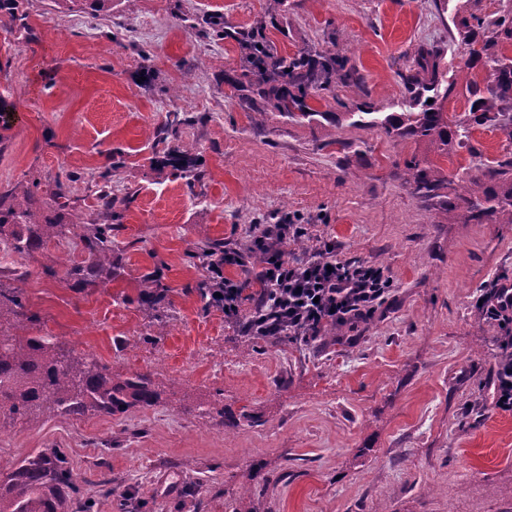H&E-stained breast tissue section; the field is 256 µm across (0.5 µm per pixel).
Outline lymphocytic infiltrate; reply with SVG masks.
Returning a JSON list of instances; mask_svg holds the SVG:
<instances>
[{"mask_svg": "<svg viewBox=\"0 0 512 512\" xmlns=\"http://www.w3.org/2000/svg\"><path fill=\"white\" fill-rule=\"evenodd\" d=\"M289 231L299 235L303 227L281 224L256 233L254 243L264 253L265 261L257 274L260 288L252 296H245L241 285L224 275L227 267H247L243 253L225 252L206 267L208 278L221 285L214 305L225 315H237L244 299H252L254 314L244 326L247 335L275 336L285 329L314 340L327 324H357L390 291L391 276L370 266L355 267L338 261L329 245L310 258H285L277 241Z\"/></svg>", "mask_w": 512, "mask_h": 512, "instance_id": "obj_1", "label": "lymphocytic infiltrate"}]
</instances>
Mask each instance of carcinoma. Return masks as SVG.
I'll list each match as a JSON object with an SVG mask.
<instances>
[{
  "label": "carcinoma",
  "mask_w": 512,
  "mask_h": 512,
  "mask_svg": "<svg viewBox=\"0 0 512 512\" xmlns=\"http://www.w3.org/2000/svg\"><path fill=\"white\" fill-rule=\"evenodd\" d=\"M21 0H0V29L24 26ZM461 43L466 46L457 74L481 68L486 84L466 80L470 108L458 120L448 118L444 103L454 92L457 78L443 80L440 56L421 50L413 73L405 78L411 111L379 116L371 105L346 113L355 127L378 126L389 136L424 143L438 156L467 149L475 130L491 126L512 146V8L489 19L475 13L458 21ZM253 71L245 75L259 103L270 105L296 121L312 119L317 111L306 99L327 90L331 79L354 80L350 59L336 53L299 54L292 57L272 53L262 37L247 38ZM433 103H428V100ZM164 163L174 175L192 187L202 178L189 150L167 155ZM485 182L462 185L448 193V179L428 156L406 162L405 182L425 200H438L448 223L512 224V158L485 164ZM98 209L82 224L78 237L85 253L83 262L71 265L66 275L79 284H90L101 275L112 277V221L121 214L114 210L112 169L97 175ZM77 206L68 191L57 185L41 190L40 184L21 191L0 193V241L18 255H29L73 229L50 220L38 221L47 209L65 211ZM143 299L154 306L165 298L159 275L143 279ZM23 308L18 289L0 287V415L36 420L44 414L60 417L121 415L134 407H151L160 399L151 377L140 372L122 373L96 359L61 349L51 336L19 338L1 330L4 321ZM79 491L66 453L60 448L39 452L17 463L0 462V512H70L72 497Z\"/></svg>",
  "instance_id": "cac0c4a2"
}]
</instances>
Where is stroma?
Listing matches in <instances>:
<instances>
[{"mask_svg": "<svg viewBox=\"0 0 512 512\" xmlns=\"http://www.w3.org/2000/svg\"><path fill=\"white\" fill-rule=\"evenodd\" d=\"M24 3L25 29H0V96L13 107L0 191L65 167L88 214L108 168L130 202L112 228V282L66 280L63 254L84 257L75 237L0 257V282L24 297L11 331L152 373L161 398L116 416L2 417L0 459L64 449L77 512H512V413L491 398L504 329L478 307L512 283V224H451L413 195L404 162L425 144L261 112L236 89L242 37L258 31L282 56L351 57L358 81L333 85L318 110L408 111L419 48L454 74L466 0H112L108 13ZM215 11L221 40L205 22ZM175 112L185 124L157 141ZM472 143L478 157L437 158L450 180H482V159L507 153L490 128ZM187 149L204 170L191 188L161 162ZM293 216L305 232L280 242L285 256L330 242L337 259L393 279L337 340H256L243 330L250 303L228 318L201 296L198 242L246 253L255 225ZM156 269L166 298L153 318L141 290ZM215 401L223 419L206 413Z\"/></svg>", "mask_w": 512, "mask_h": 512, "instance_id": "35a3bbf8", "label": "stroma"}]
</instances>
